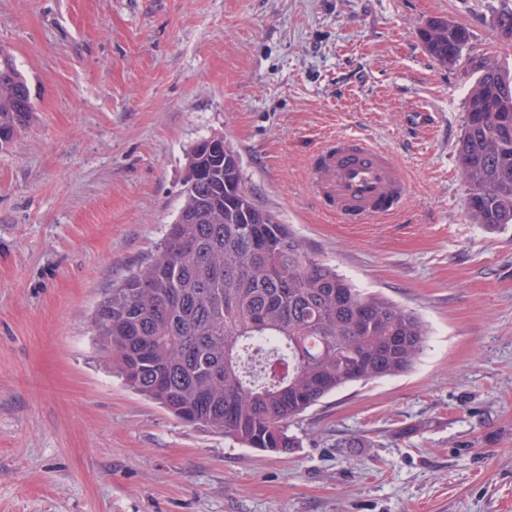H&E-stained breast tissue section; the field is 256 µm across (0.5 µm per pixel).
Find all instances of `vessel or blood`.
Segmentation results:
<instances>
[{"label":"vessel or blood","instance_id":"b4317fda","mask_svg":"<svg viewBox=\"0 0 512 512\" xmlns=\"http://www.w3.org/2000/svg\"><path fill=\"white\" fill-rule=\"evenodd\" d=\"M319 208L350 224H367L399 210L407 182L391 151L356 136L328 138L310 165Z\"/></svg>","mask_w":512,"mask_h":512}]
</instances>
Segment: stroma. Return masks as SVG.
Instances as JSON below:
<instances>
[{
    "label": "stroma",
    "mask_w": 512,
    "mask_h": 512,
    "mask_svg": "<svg viewBox=\"0 0 512 512\" xmlns=\"http://www.w3.org/2000/svg\"><path fill=\"white\" fill-rule=\"evenodd\" d=\"M501 0H0L34 111L0 149V512H512V224L464 207L457 164L481 60L512 68ZM466 27L456 65L418 31ZM222 134L256 203L355 287L415 312L407 374L326 397L266 452L127 388L93 310L182 205ZM392 150L400 212L319 210L330 136ZM502 6L493 18L494 31L500 41L512 45V6L511 0H503Z\"/></svg>",
    "instance_id": "1"
}]
</instances>
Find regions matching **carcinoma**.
I'll list each match as a JSON object with an SVG mask.
<instances>
[{
  "instance_id": "carcinoma-1",
  "label": "carcinoma",
  "mask_w": 512,
  "mask_h": 512,
  "mask_svg": "<svg viewBox=\"0 0 512 512\" xmlns=\"http://www.w3.org/2000/svg\"><path fill=\"white\" fill-rule=\"evenodd\" d=\"M512 45V0L493 18ZM426 52L455 65L467 28L431 19ZM457 151L465 209L477 224H512V71L477 67ZM34 103L26 77L0 49V138L23 128ZM216 156L195 145L183 203L154 254L98 303L100 348L125 385L179 420L248 447H294L288 422L339 389L411 370L428 336L415 313L356 288L305 250L290 225L258 206L237 151L222 136Z\"/></svg>"
}]
</instances>
